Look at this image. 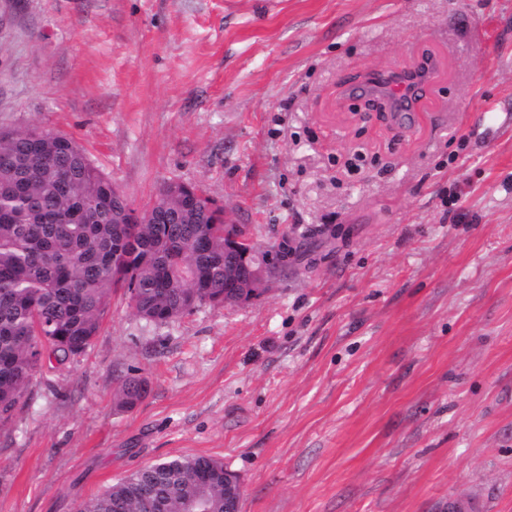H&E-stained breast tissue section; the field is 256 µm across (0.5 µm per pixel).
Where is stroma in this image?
<instances>
[{
  "instance_id": "obj_1",
  "label": "stroma",
  "mask_w": 512,
  "mask_h": 512,
  "mask_svg": "<svg viewBox=\"0 0 512 512\" xmlns=\"http://www.w3.org/2000/svg\"><path fill=\"white\" fill-rule=\"evenodd\" d=\"M435 55L412 124L340 80ZM512 0H0V129L73 138L136 208L199 186L300 250L258 300L137 316L0 424V512L204 455L241 512H512ZM129 377L146 398L116 407Z\"/></svg>"
}]
</instances>
